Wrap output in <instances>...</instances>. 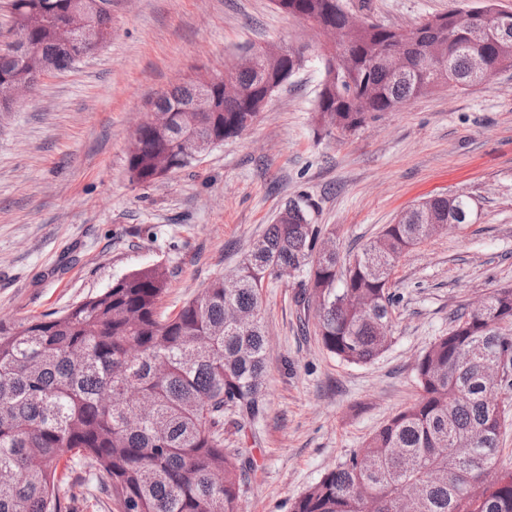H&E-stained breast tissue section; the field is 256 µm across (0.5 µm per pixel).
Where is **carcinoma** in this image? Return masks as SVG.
Returning <instances> with one entry per match:
<instances>
[{
    "label": "carcinoma",
    "instance_id": "1",
    "mask_svg": "<svg viewBox=\"0 0 512 512\" xmlns=\"http://www.w3.org/2000/svg\"><path fill=\"white\" fill-rule=\"evenodd\" d=\"M313 30H344L337 70H324L314 112L327 133L361 128L437 86L464 90L491 77L473 69L512 68V29L471 42L464 14L388 28L344 14L339 0H274ZM112 0H10L12 18L32 21L34 64L64 71L76 46L61 39L48 14L74 12L89 31L112 36ZM456 34L448 43V33ZM405 46L400 69L381 57ZM303 52H271L235 78L244 98L198 113L195 136L224 138L249 127L268 104L265 82L283 67L298 70ZM31 79L29 68L0 53V84ZM195 81L158 97V109L195 104ZM175 123L147 133L128 152L132 181L149 185L188 166ZM471 203L428 198L343 259L309 205L288 201L249 247L238 268L214 279L173 316L158 313L168 284L160 265L136 269L64 314L0 322V512H72L57 469L64 456L96 471L117 512H243L249 450L224 447L225 423L240 431L263 412L269 336L265 290L292 274L304 279L298 301L315 306V334L332 357L373 362L392 337L396 294L391 275L410 249L467 224ZM481 309L451 316L414 365L418 397L326 471L290 512H512V471L497 468L512 418V286L483 298ZM230 420H225L226 415Z\"/></svg>",
    "mask_w": 512,
    "mask_h": 512
}]
</instances>
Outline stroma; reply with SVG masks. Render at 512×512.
<instances>
[{
	"instance_id": "1",
	"label": "stroma",
	"mask_w": 512,
	"mask_h": 512,
	"mask_svg": "<svg viewBox=\"0 0 512 512\" xmlns=\"http://www.w3.org/2000/svg\"><path fill=\"white\" fill-rule=\"evenodd\" d=\"M475 0H343L355 16L413 27ZM278 42L305 63L258 120L148 186L132 181L133 125L199 72L222 73L250 46ZM324 39L273 0H112V37L41 77L0 112V320L58 316L148 265L169 272L161 312L176 314L233 271L291 199L341 251L355 250L428 196L471 199L470 223L435 235L392 272V342L374 363L331 357L300 280L268 288L264 413L229 448L252 451L245 512H288L350 450L418 394L414 364L449 318L512 285V70L461 91L443 86L346 135L314 120ZM75 512H109L87 470L62 486Z\"/></svg>"
}]
</instances>
